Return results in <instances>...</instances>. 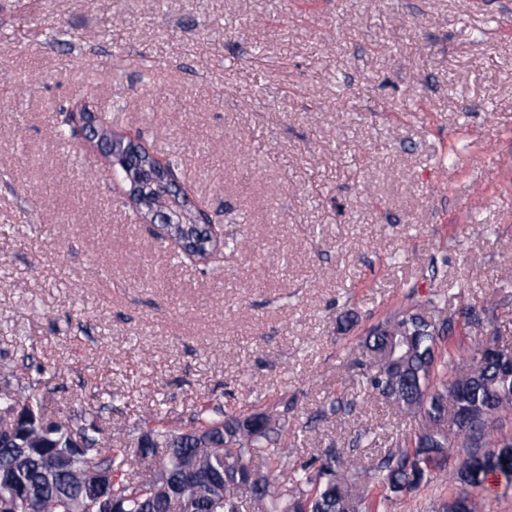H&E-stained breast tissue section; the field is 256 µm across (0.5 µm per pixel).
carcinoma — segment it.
I'll use <instances>...</instances> for the list:
<instances>
[{
  "label": "carcinoma",
  "mask_w": 512,
  "mask_h": 512,
  "mask_svg": "<svg viewBox=\"0 0 512 512\" xmlns=\"http://www.w3.org/2000/svg\"><path fill=\"white\" fill-rule=\"evenodd\" d=\"M100 131L126 162L116 174L141 218L167 188L149 155L106 127ZM182 203L177 223L163 226L160 239L206 267L237 251V239L208 234L196 224L194 206ZM483 323L480 313L463 311L464 334ZM450 332L451 323L433 319L424 304L387 316L361 341L375 362L368 393L426 421L411 446L386 452L372 470L326 448L281 482L261 471L288 456L274 447L281 426L266 412L227 415L221 404L202 402L180 427L160 418L127 448L79 417L48 416L34 387L24 395L0 389V512H384L391 497L447 469L448 448L459 436L472 452L454 475L456 492L443 512H492L488 482H512L505 452L512 439L491 441L495 423L512 412V349L480 345L460 363L445 347ZM373 479L383 488L378 497Z\"/></svg>",
  "instance_id": "1"
}]
</instances>
